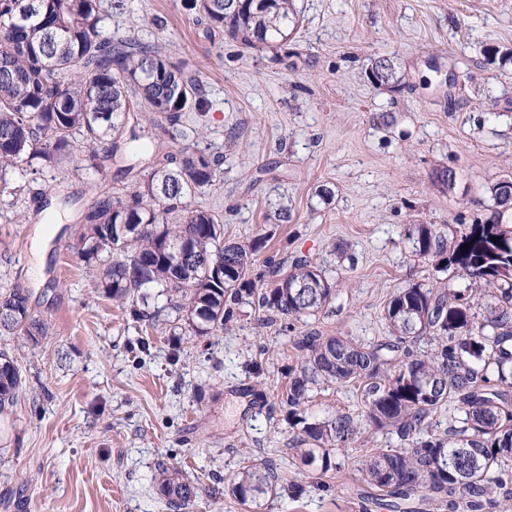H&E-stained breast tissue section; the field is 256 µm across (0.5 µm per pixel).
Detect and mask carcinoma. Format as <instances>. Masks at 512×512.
Instances as JSON below:
<instances>
[{
  "mask_svg": "<svg viewBox=\"0 0 512 512\" xmlns=\"http://www.w3.org/2000/svg\"><path fill=\"white\" fill-rule=\"evenodd\" d=\"M196 20L246 45L278 53L299 25L294 0H181ZM104 0H0V183L21 166L76 157V137L89 145L111 141L109 157L126 171L122 144L129 120L139 131L131 140L173 142L183 136L182 113L204 102V85L154 47L105 34ZM378 85L398 82L393 62H374ZM221 157L198 146L182 148L175 170L155 168L126 197L96 200L77 236L78 255L99 266L98 287L133 318L194 335L222 328L241 305L258 304L266 319L314 317L336 288L327 271L307 259L267 267L252 276L254 256L268 233L248 243L224 241L223 219L191 210L184 199L212 186ZM501 210L486 221L466 224L444 240L431 224L411 233L415 254L455 271L465 286L451 292L415 284L393 293L384 306L387 342L305 334L294 343L301 361L287 373L285 420L298 429L292 451L320 476L340 472L339 452L368 426L398 436L403 447L373 448L362 459V482L395 512L442 505L484 512L499 507L502 491L512 499V226L497 187ZM125 225V232L119 226ZM498 241H491V237ZM470 245L466 252L461 246ZM287 276H282L283 272ZM493 291L496 302L477 319L476 295ZM49 325L29 308L19 288L0 290V335L21 336L37 346ZM437 351L418 352L427 341ZM329 383L360 390L361 415L308 413L314 391ZM24 378L16 359L0 350V409L14 404ZM455 403L463 413L444 434L431 427L438 410ZM280 470L249 458L224 480L226 495L246 512L302 487L286 488ZM167 508L184 512L199 498V485L174 467L158 471Z\"/></svg>",
  "mask_w": 512,
  "mask_h": 512,
  "instance_id": "cac0c4a2",
  "label": "carcinoma"
}]
</instances>
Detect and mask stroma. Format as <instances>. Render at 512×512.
Masks as SVG:
<instances>
[{"label": "stroma", "instance_id": "obj_1", "mask_svg": "<svg viewBox=\"0 0 512 512\" xmlns=\"http://www.w3.org/2000/svg\"><path fill=\"white\" fill-rule=\"evenodd\" d=\"M298 28L280 57L197 22L175 0H122L113 39L162 49L205 87L203 110L183 113L184 142L205 131L223 155L215 185L188 197L224 219V237L270 231L254 272L297 257L326 268L336 297L307 322H262L236 309L204 336L153 330L95 282L76 253L78 213L114 191H132L147 166L172 167L180 145L159 137L149 164L118 172L75 164L36 175L16 170V194L0 195V287L22 289L49 334L38 346L0 336L26 377L0 414V512H169L155 477L178 467L203 491L188 512H241L224 478L247 458L271 459L302 485L264 512H387L361 499L358 465L397 436L365 434L339 456L328 487L288 455L285 373L293 341L311 330L358 340L389 335L383 307L412 284L459 288L461 279L417 257L409 234L431 224L443 236L494 214L488 189L512 173V0H296ZM399 81L374 85L379 57ZM183 142V143H184ZM452 169V186L437 174ZM73 194L59 241L33 282L32 238L48 189ZM308 410L359 413L354 386L318 391Z\"/></svg>", "mask_w": 512, "mask_h": 512}]
</instances>
